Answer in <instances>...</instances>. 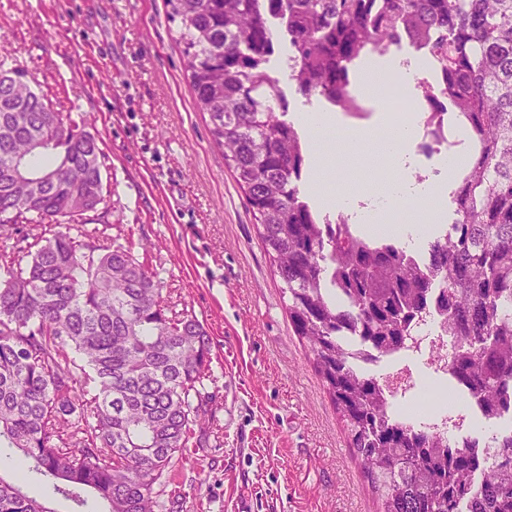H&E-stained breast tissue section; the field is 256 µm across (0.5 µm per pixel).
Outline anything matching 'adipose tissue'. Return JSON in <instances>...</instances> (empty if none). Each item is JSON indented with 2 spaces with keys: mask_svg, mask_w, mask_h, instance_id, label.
<instances>
[{
  "mask_svg": "<svg viewBox=\"0 0 512 512\" xmlns=\"http://www.w3.org/2000/svg\"><path fill=\"white\" fill-rule=\"evenodd\" d=\"M391 70L401 71L410 77L417 72L418 64L414 61L405 62L403 55L394 51L373 58L361 68L357 94L367 101L373 99L377 76ZM374 128L384 130L387 138L398 137L402 140L394 152V158L402 171V178L393 189L398 200L397 205L387 204L368 194H323L319 191L318 179L314 176L310 177L306 189L317 205L326 210L348 214L352 223L361 226L363 232H373L378 224H392L395 225L402 244L426 243L436 237L438 228L444 221V211L437 208L436 203L456 188L460 173L470 165V154L465 146L455 147L448 157L445 178L419 183L411 175L414 166L411 147L415 142V123H408L405 131H397L391 113L386 112L384 106L380 105L367 124L351 128V133L361 141ZM415 199L428 203L427 216L421 223L412 221L403 212L404 205Z\"/></svg>",
  "mask_w": 512,
  "mask_h": 512,
  "instance_id": "ef3b65f1",
  "label": "adipose tissue"
}]
</instances>
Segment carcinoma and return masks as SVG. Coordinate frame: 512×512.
<instances>
[{"label": "carcinoma", "mask_w": 512, "mask_h": 512, "mask_svg": "<svg viewBox=\"0 0 512 512\" xmlns=\"http://www.w3.org/2000/svg\"><path fill=\"white\" fill-rule=\"evenodd\" d=\"M213 143L252 212L288 319L343 423L378 512H512V0H165ZM288 43V80L352 107L356 62L425 49L435 85L415 94L442 124L452 106L473 145L455 219L423 266L396 240L359 235L307 201L306 137L285 119L270 67ZM99 139L59 112L0 55V236L37 233L0 254V512H56L34 477L85 512H180L159 500L171 469L213 432L212 343L195 312L163 295L161 270L106 229L79 223L105 202ZM336 230L325 232L324 227ZM436 308L454 387L497 422L490 464L439 430L396 419L378 379L350 365L345 333L380 357L410 347Z\"/></svg>", "instance_id": "carcinoma-1"}]
</instances>
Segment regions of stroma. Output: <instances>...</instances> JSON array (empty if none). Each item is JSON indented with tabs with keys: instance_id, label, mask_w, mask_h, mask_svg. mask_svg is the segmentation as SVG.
<instances>
[{
	"instance_id": "obj_1",
	"label": "stroma",
	"mask_w": 512,
	"mask_h": 512,
	"mask_svg": "<svg viewBox=\"0 0 512 512\" xmlns=\"http://www.w3.org/2000/svg\"><path fill=\"white\" fill-rule=\"evenodd\" d=\"M178 30L164 0H0V49L101 141L110 194L86 221L109 223L119 243H151L173 302L210 335L218 429L188 449L169 486L183 512H376L194 105ZM317 152L322 193L363 190V168L333 182L332 152Z\"/></svg>"
}]
</instances>
